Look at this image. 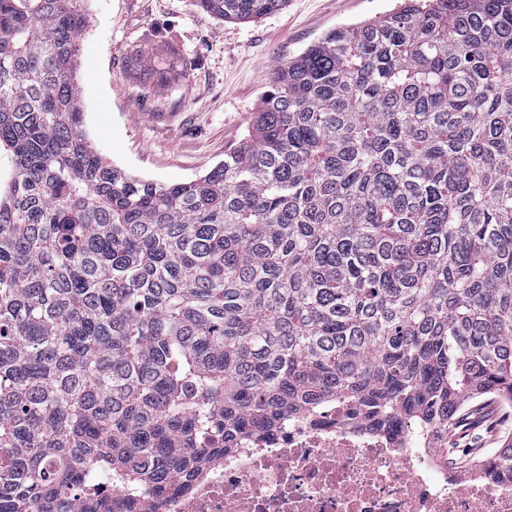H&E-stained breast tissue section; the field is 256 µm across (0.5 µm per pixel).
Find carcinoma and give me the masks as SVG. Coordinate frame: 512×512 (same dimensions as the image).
<instances>
[{
    "mask_svg": "<svg viewBox=\"0 0 512 512\" xmlns=\"http://www.w3.org/2000/svg\"><path fill=\"white\" fill-rule=\"evenodd\" d=\"M83 0H0V512L159 489L334 402L448 436L512 406V0H401L271 77L248 135L158 183L83 133ZM287 0H199L224 21Z\"/></svg>",
    "mask_w": 512,
    "mask_h": 512,
    "instance_id": "carcinoma-1",
    "label": "carcinoma"
}]
</instances>
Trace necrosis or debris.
<instances>
[{
  "label": "necrosis or debris",
  "mask_w": 512,
  "mask_h": 512,
  "mask_svg": "<svg viewBox=\"0 0 512 512\" xmlns=\"http://www.w3.org/2000/svg\"><path fill=\"white\" fill-rule=\"evenodd\" d=\"M192 476L137 495L108 481H80L70 504L98 512H512V472L490 480L468 469L457 486L442 436L412 422L397 432L325 406L284 415L269 431L236 437Z\"/></svg>",
  "instance_id": "obj_1"
}]
</instances>
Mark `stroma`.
Returning a JSON list of instances; mask_svg holds the SVG:
<instances>
[{
	"instance_id": "stroma-1",
	"label": "stroma",
	"mask_w": 512,
	"mask_h": 512,
	"mask_svg": "<svg viewBox=\"0 0 512 512\" xmlns=\"http://www.w3.org/2000/svg\"><path fill=\"white\" fill-rule=\"evenodd\" d=\"M396 0H287L223 21L197 0H87L77 47L84 131L102 157L159 183L190 181L236 151L270 76L327 32L377 21ZM175 79L157 86L154 65Z\"/></svg>"
}]
</instances>
